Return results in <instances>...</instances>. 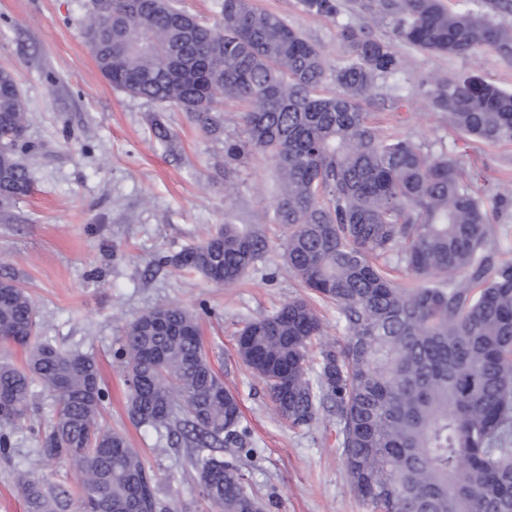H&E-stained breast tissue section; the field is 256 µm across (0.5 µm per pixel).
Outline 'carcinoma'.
Listing matches in <instances>:
<instances>
[{
  "label": "carcinoma",
  "mask_w": 512,
  "mask_h": 512,
  "mask_svg": "<svg viewBox=\"0 0 512 512\" xmlns=\"http://www.w3.org/2000/svg\"><path fill=\"white\" fill-rule=\"evenodd\" d=\"M109 4L108 17L99 4ZM356 0L389 20L402 42L431 54L493 50L512 58V0ZM337 18L342 0H299ZM210 24L177 0H90L82 34L112 87L188 113L224 138V196L251 158L279 184L272 222L288 273L336 305L345 340L324 338L316 309L293 299L238 331L240 360L263 383L280 418L309 425L328 406L351 488L369 512H512V260L489 249L491 217L512 216V189L484 197L444 147L382 135L362 102L378 80L407 66L367 26L341 24L345 62L328 70L321 50L285 16L252 0H219ZM336 92L324 94L326 79ZM431 106L486 143H512V92L469 75L428 80ZM246 106L243 136H223L220 99ZM27 124L12 71L0 69V206L26 195L17 161ZM264 226L224 224L159 262L226 287L265 262ZM403 266L410 283L378 261ZM0 340L25 348L22 365L0 362V455L22 426L36 389L52 414L39 453L80 473L73 495L25 472L26 512H169L159 481L124 433L100 422L108 391L95 359L38 336L34 302L0 275ZM131 421L154 430L188 465L208 512H266L244 482L237 396L203 345L197 315L181 306L131 321L115 352Z\"/></svg>",
  "instance_id": "cac0c4a2"
}]
</instances>
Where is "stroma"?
<instances>
[{"label":"stroma","mask_w":512,"mask_h":512,"mask_svg":"<svg viewBox=\"0 0 512 512\" xmlns=\"http://www.w3.org/2000/svg\"><path fill=\"white\" fill-rule=\"evenodd\" d=\"M253 3L285 16L331 66L347 56L339 25L371 26L409 62L394 78L400 98L380 94L365 104L371 121L385 132L447 147L477 173L484 192L512 180V144L473 141L423 94L434 74H470L512 89V59L493 51L468 58L420 52L396 40L390 23L372 24L353 0L335 20L305 13L298 0ZM86 4L0 0V68L13 71L24 94L28 124L18 158L32 183L29 194L0 208V274H13L31 296L42 336L97 360L110 394L104 419L145 456L171 512H205V505L182 457L160 451L156 433L129 419L114 357L127 324L165 305L201 315L208 356L241 403L254 450L240 459L241 472L266 512H368L350 489L334 414L324 408L309 426L288 427L237 356V332L247 321L306 294L284 270L278 248L261 270L229 287L154 264L206 239L219 224L269 223L277 192L271 165L255 159L241 168L238 192L225 203L223 143L188 113H155L152 104L112 87L81 36ZM155 116L171 132V144L154 137ZM12 441L11 459L0 458V512H24L13 479L19 465L78 486L77 470L40 457L29 430H15Z\"/></svg>","instance_id":"1"}]
</instances>
